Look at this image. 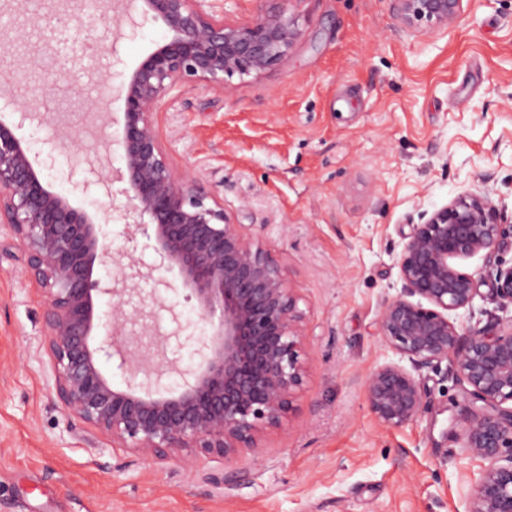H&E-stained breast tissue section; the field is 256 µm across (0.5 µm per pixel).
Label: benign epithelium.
<instances>
[{"mask_svg":"<svg viewBox=\"0 0 512 512\" xmlns=\"http://www.w3.org/2000/svg\"><path fill=\"white\" fill-rule=\"evenodd\" d=\"M142 17L162 21L170 37L146 56L120 89L125 218L130 239L154 242L157 271H177L197 301L210 333L199 341L202 360L180 370L157 342L144 353L149 370L130 361V323L156 316L129 312L124 288L94 276L106 258L101 218L52 189L16 130L34 114L5 99L15 120L0 117V224H6L23 255L22 274L47 293L42 347L54 375L58 400L68 416L150 463L197 451L234 464L244 454L258 459L266 437L294 410L304 384L303 313L284 267L263 248L250 224H238L224 203L209 195L195 171L179 170L160 137L158 105L184 83L222 92L235 77H259L288 58L299 32L295 19L276 7L258 8L250 21L226 20L212 0H140ZM395 16L413 29L437 30L456 21L463 0H392ZM7 69L0 81L28 78L37 67L0 33ZM512 225L499 222L487 194L464 192L434 209L403 238L396 265L403 283L385 299L378 317L382 343L398 357L365 378L368 408L379 424L402 428L419 417L424 393L413 371L446 360L467 385L471 402L454 419L466 455L483 466L469 494L467 512H512V315L483 328L450 319L471 311L478 278L458 261L499 250ZM109 297L108 310L101 307ZM492 297L512 309V266L497 270ZM107 329L101 340L99 328ZM116 358L125 387L112 384L102 358ZM410 367H405L403 362ZM177 373L182 384L160 390Z\"/></svg>","mask_w":512,"mask_h":512,"instance_id":"benign-epithelium-1","label":"benign epithelium"}]
</instances>
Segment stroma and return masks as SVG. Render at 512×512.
Returning a JSON list of instances; mask_svg holds the SVG:
<instances>
[{
	"instance_id": "stroma-1",
	"label": "stroma",
	"mask_w": 512,
	"mask_h": 512,
	"mask_svg": "<svg viewBox=\"0 0 512 512\" xmlns=\"http://www.w3.org/2000/svg\"><path fill=\"white\" fill-rule=\"evenodd\" d=\"M300 32L285 61L224 92L180 85L155 120L171 161L201 173L205 191L236 222L252 224L286 269L305 315L304 385L296 410L268 436L242 477L203 481L222 460L196 455L193 469L155 466L113 447L69 417L42 350L45 294L21 273V252L0 225V512H467L468 457L450 427L469 397L446 366L417 377L426 409L398 430L380 425L364 395L367 374L389 352L378 334L385 298L402 286V238L424 213L466 191L487 193L512 225V0H464L445 30L403 25L391 0H281ZM75 21L27 30L68 70L66 85L107 114L108 149L95 127L73 123L74 144L51 149V121L25 122L47 182L95 212L84 191L95 172L121 167L119 90L169 32L148 19L131 26L108 0H76ZM114 183L103 231L112 251L135 248L143 278L126 308L159 293L180 315L153 323L168 359L200 361L204 325L177 273L158 287L157 254L129 242ZM512 265V244L460 261L483 283L471 325L498 309L488 287Z\"/></svg>"
}]
</instances>
